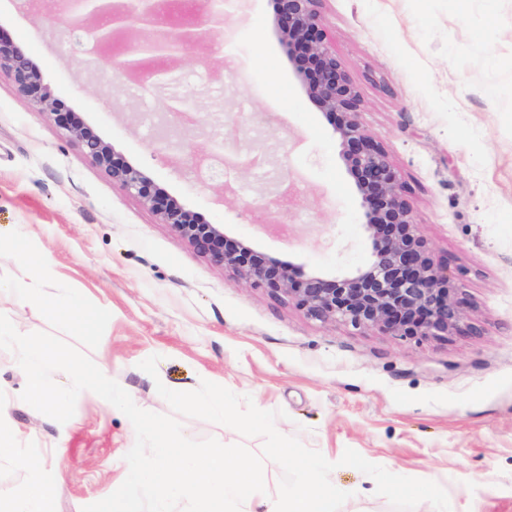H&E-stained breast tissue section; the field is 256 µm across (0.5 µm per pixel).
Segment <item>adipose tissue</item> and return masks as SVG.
<instances>
[{"mask_svg":"<svg viewBox=\"0 0 512 512\" xmlns=\"http://www.w3.org/2000/svg\"><path fill=\"white\" fill-rule=\"evenodd\" d=\"M15 294L22 304L43 308L72 320L84 316L82 298L79 294H53L37 283L21 280L0 282V293ZM0 460L13 462L24 471L26 486L23 492L5 505L0 512H49V506L59 493L56 482L50 478L43 464L34 462L17 444V431L0 411Z\"/></svg>","mask_w":512,"mask_h":512,"instance_id":"1","label":"adipose tissue"}]
</instances>
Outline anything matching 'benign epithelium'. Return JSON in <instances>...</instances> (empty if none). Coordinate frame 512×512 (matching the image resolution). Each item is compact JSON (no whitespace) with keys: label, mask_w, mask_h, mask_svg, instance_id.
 Returning <instances> with one entry per match:
<instances>
[{"label":"benign epithelium","mask_w":512,"mask_h":512,"mask_svg":"<svg viewBox=\"0 0 512 512\" xmlns=\"http://www.w3.org/2000/svg\"><path fill=\"white\" fill-rule=\"evenodd\" d=\"M321 0H276L273 19L278 38L305 94L333 121L339 135L341 156L355 184L364 209V229L370 259L352 271L305 272L277 256L234 241L222 224H203L177 199L158 192L144 171L128 162L89 127L64 112L43 83L38 67L11 42L0 39V71L9 73L16 90L38 111L47 114L68 135L79 141L92 160L130 195L138 198L158 218L211 265L231 270L238 281L265 289L306 310L323 323L342 321L357 329L379 330L390 336H446L459 328L465 301L448 276L446 264L436 260L427 241L411 219L404 187L392 170L382 146L367 135L359 121L357 93L328 38L319 11ZM66 12L97 20L112 13L117 27L94 29V55L119 51V69L144 82L161 70L155 60L174 59L199 40L191 25L164 24L141 39V25L159 15L157 0H62ZM174 114L191 128L205 118L187 100ZM231 167L245 166L264 183L283 186L270 160L265 174L254 171L255 161L228 158Z\"/></svg>","instance_id":"1"}]
</instances>
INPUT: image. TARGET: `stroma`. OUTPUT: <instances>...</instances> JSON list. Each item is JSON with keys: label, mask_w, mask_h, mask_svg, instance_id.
Returning <instances> with one entry per match:
<instances>
[{"label": "stroma", "mask_w": 512, "mask_h": 512, "mask_svg": "<svg viewBox=\"0 0 512 512\" xmlns=\"http://www.w3.org/2000/svg\"><path fill=\"white\" fill-rule=\"evenodd\" d=\"M200 43L140 86L112 60L72 52L63 38L94 22L61 0H0V36L37 65L62 110L138 166L163 194L209 224L308 271L363 266L364 210L331 121L309 101L274 30V0H227L226 28L206 0H187ZM321 14L360 98V123L396 171L412 218L466 302L460 332L400 339L324 324L294 303L237 282L198 255L139 199L113 183L0 73V279L28 276L78 292L85 323L0 296L19 333L47 332L87 355L141 409L170 414L139 364L159 356L169 389L207 380L265 411L283 435L334 462L340 512H393L375 482L340 465L353 449L391 473L440 484L451 512H512V0H322ZM189 98L210 150H274L296 174L290 214L256 211L260 183L225 197L197 178L186 152L160 149L138 115ZM249 113L273 116L269 125ZM287 221V234L268 225ZM15 355L0 349V400L19 445L61 486L52 512H82L124 481L136 434L93 394L57 425L21 400ZM193 439L261 453L263 440L199 418Z\"/></svg>", "instance_id": "obj_1"}]
</instances>
